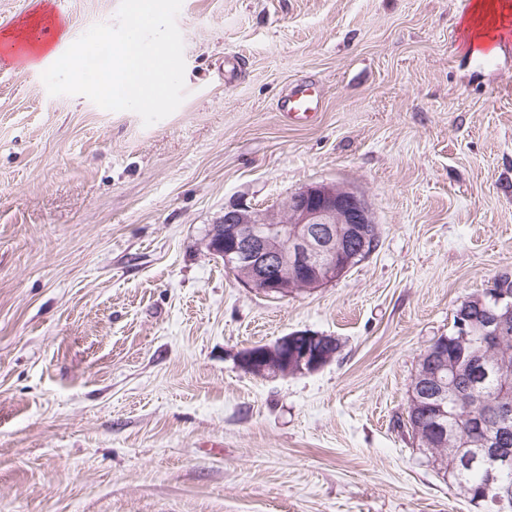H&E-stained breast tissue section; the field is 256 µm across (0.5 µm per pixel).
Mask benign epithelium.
Masks as SVG:
<instances>
[{
  "instance_id": "benign-epithelium-1",
  "label": "benign epithelium",
  "mask_w": 512,
  "mask_h": 512,
  "mask_svg": "<svg viewBox=\"0 0 512 512\" xmlns=\"http://www.w3.org/2000/svg\"><path fill=\"white\" fill-rule=\"evenodd\" d=\"M374 224L364 198L336 184L306 186L288 198L284 212L261 211L246 205L224 209L213 225L208 250L224 260V269L240 282L267 294L286 296L301 289H315L341 278L364 251ZM512 275H499L492 286L470 302L488 309L482 322L473 321L468 310L456 314L453 335L462 344L476 332L492 346L512 329V302L500 289ZM336 355L326 337L295 332L272 344L244 351L239 364L250 374L294 375L314 372ZM458 370H424L414 376L412 389L420 396L458 394ZM484 447L472 448L453 462L437 460L446 467H472L486 463L505 469L512 465V450L498 447L493 438Z\"/></svg>"
}]
</instances>
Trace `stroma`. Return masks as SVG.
Masks as SVG:
<instances>
[{"mask_svg": "<svg viewBox=\"0 0 512 512\" xmlns=\"http://www.w3.org/2000/svg\"><path fill=\"white\" fill-rule=\"evenodd\" d=\"M472 2L183 0L186 97L149 126L0 61V512H479L403 425L420 354L512 273V34L481 63ZM119 5L53 0L72 41ZM316 183L380 227L340 279L267 295L208 252L225 207ZM301 331L335 358L240 367ZM320 109L319 94L313 84L299 83L280 98L279 111L288 120H308ZM326 337L308 332L291 333L272 344L255 345L247 349L241 354L239 364L248 373L261 377L314 372L329 363L338 350V344L334 351ZM299 338L313 342L314 345L302 347Z\"/></svg>", "mask_w": 512, "mask_h": 512, "instance_id": "35a3bbf8", "label": "stroma"}]
</instances>
